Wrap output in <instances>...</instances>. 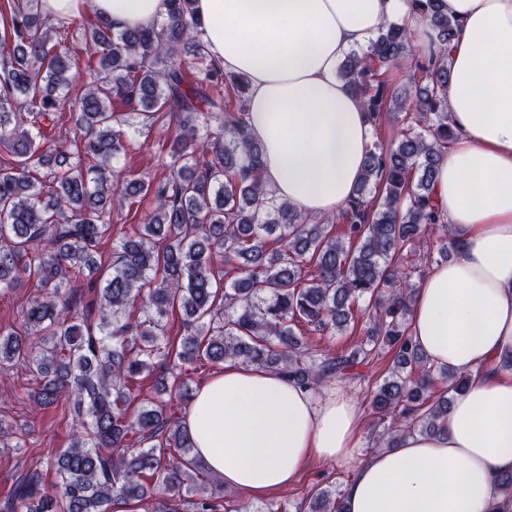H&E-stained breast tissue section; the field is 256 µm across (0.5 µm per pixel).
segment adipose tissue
I'll return each mask as SVG.
<instances>
[{"instance_id":"1","label":"adipose tissue","mask_w":512,"mask_h":512,"mask_svg":"<svg viewBox=\"0 0 512 512\" xmlns=\"http://www.w3.org/2000/svg\"><path fill=\"white\" fill-rule=\"evenodd\" d=\"M460 22L448 63L456 138L434 192L456 246L418 281L409 331L435 365L470 373L440 434L414 432L363 452L365 417L339 384L314 394L283 375L225 362L183 417L194 454L225 488L268 494L306 463L343 462L346 512H489L512 474V0H443ZM114 28L162 19L166 0H43L53 15L86 6ZM408 0H196L210 54L248 81V129L263 178L302 213L340 214L355 195L372 126L336 69L385 23L432 31Z\"/></svg>"}]
</instances>
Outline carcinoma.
<instances>
[{
    "instance_id": "cac0c4a2",
    "label": "carcinoma",
    "mask_w": 512,
    "mask_h": 512,
    "mask_svg": "<svg viewBox=\"0 0 512 512\" xmlns=\"http://www.w3.org/2000/svg\"><path fill=\"white\" fill-rule=\"evenodd\" d=\"M40 0H7L11 26L0 35V290L33 284L23 331L0 329V365L20 364L38 378L31 400L43 408L70 402L72 442L51 466L48 485L34 471L13 486L5 512H221L216 494L192 499L206 481L189 435L168 412L166 392L128 412L132 386L156 365L205 360L272 368L312 390L351 373L379 351L392 366L369 391L384 428L376 448H394L412 431L441 432L453 399L468 391L467 372L429 363L409 333L408 314L431 231L450 257L433 201L438 167L455 138L448 118V47L460 22L441 0H410L435 33L421 53L414 35L384 24L365 50L349 53L339 79L380 133L391 113L402 128L391 146L365 153L355 197L336 217L301 213L275 198L262 177V150L248 133L246 81L229 79L202 39L195 0H167L148 27L117 30L97 12L53 18ZM88 47L83 68L67 48L74 25ZM196 59L188 81L177 58ZM404 66L408 85L388 73ZM79 137L44 140L62 121L66 97ZM132 107L140 128L176 118L163 180L123 176L112 160L124 149L115 101ZM219 119L199 137V119ZM150 196L156 208L113 250L99 273L100 246L112 235L115 205ZM93 299L77 311L70 287L84 276ZM367 303L366 338L325 353L296 332L343 334ZM188 316L179 346L164 318ZM307 512H346L343 493L320 488Z\"/></svg>"
}]
</instances>
